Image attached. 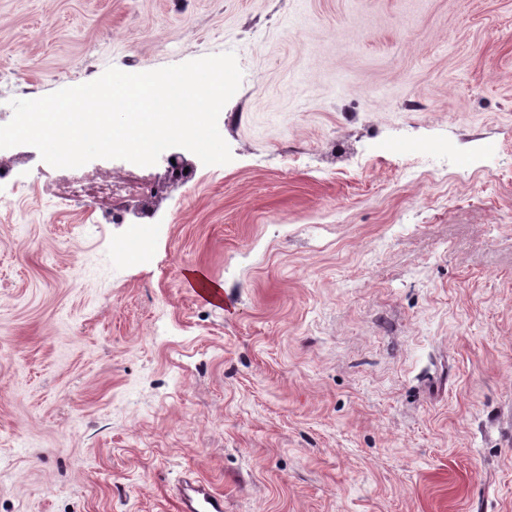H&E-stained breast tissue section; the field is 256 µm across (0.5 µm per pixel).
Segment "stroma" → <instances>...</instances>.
<instances>
[{
	"mask_svg": "<svg viewBox=\"0 0 512 512\" xmlns=\"http://www.w3.org/2000/svg\"><path fill=\"white\" fill-rule=\"evenodd\" d=\"M227 51L124 223L0 150V512H512V0H0V126ZM175 499L180 512H224V495L192 473L182 476Z\"/></svg>",
	"mask_w": 512,
	"mask_h": 512,
	"instance_id": "1",
	"label": "stroma"
}]
</instances>
